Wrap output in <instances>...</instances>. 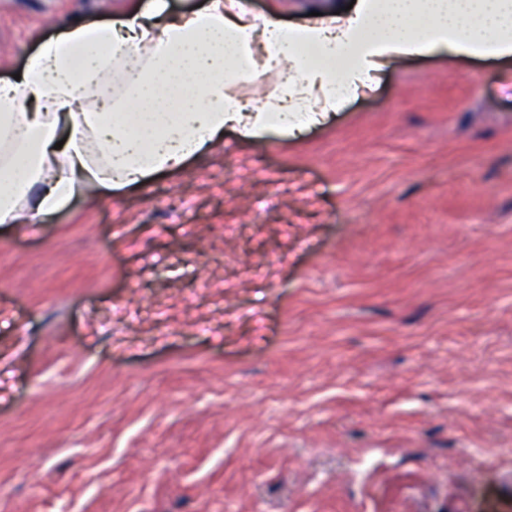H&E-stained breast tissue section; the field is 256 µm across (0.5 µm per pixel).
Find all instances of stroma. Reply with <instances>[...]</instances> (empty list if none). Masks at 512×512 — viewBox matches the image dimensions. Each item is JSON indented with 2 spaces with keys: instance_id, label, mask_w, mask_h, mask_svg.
<instances>
[{
  "instance_id": "35a3bbf8",
  "label": "stroma",
  "mask_w": 512,
  "mask_h": 512,
  "mask_svg": "<svg viewBox=\"0 0 512 512\" xmlns=\"http://www.w3.org/2000/svg\"><path fill=\"white\" fill-rule=\"evenodd\" d=\"M137 2L0 0V83ZM502 68L404 59L322 125L1 227L0 512H512Z\"/></svg>"
}]
</instances>
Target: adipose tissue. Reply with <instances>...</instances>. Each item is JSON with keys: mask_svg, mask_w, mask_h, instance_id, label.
<instances>
[{"mask_svg": "<svg viewBox=\"0 0 512 512\" xmlns=\"http://www.w3.org/2000/svg\"><path fill=\"white\" fill-rule=\"evenodd\" d=\"M512 57V0H356L284 26L277 8L168 0L42 41L0 85V224H38L75 197L146 186L233 127L247 139L321 124L413 57ZM273 84L241 94L244 75ZM120 95H112V86Z\"/></svg>", "mask_w": 512, "mask_h": 512, "instance_id": "adipose-tissue-1", "label": "adipose tissue"}]
</instances>
